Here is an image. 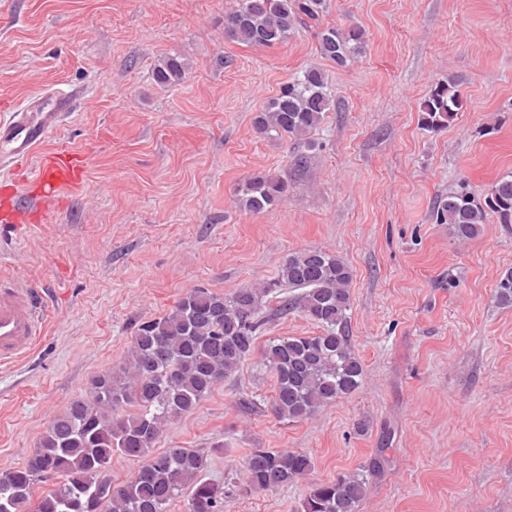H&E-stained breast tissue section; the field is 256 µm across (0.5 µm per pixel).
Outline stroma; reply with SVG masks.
Returning <instances> with one entry per match:
<instances>
[{"instance_id": "1", "label": "stroma", "mask_w": 512, "mask_h": 512, "mask_svg": "<svg viewBox=\"0 0 512 512\" xmlns=\"http://www.w3.org/2000/svg\"><path fill=\"white\" fill-rule=\"evenodd\" d=\"M237 0H0V115L34 95L82 92L44 151L83 152L84 188L48 220L0 224V270L41 289L46 331L0 366V472L21 466L49 423L121 365L138 322L187 292L274 280L296 251L339 255L352 271L356 392L311 418L270 409L260 354L218 383L157 449L194 448L203 479L230 487L224 512H302L312 484L367 466L383 431L388 462L360 512H512V224L489 217L460 241L436 223L460 182L484 196L512 172V0H323L322 21L365 32L344 68L315 32L270 48L224 36ZM184 64L160 85L164 59ZM323 70L339 109L304 147L259 137L253 119L295 74ZM454 79L464 106L424 128L421 103ZM291 174L273 210L240 207L259 174ZM256 448L314 462L296 484L234 493Z\"/></svg>"}]
</instances>
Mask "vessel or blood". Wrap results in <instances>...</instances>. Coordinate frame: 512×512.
<instances>
[{
  "label": "vessel or blood",
  "mask_w": 512,
  "mask_h": 512,
  "mask_svg": "<svg viewBox=\"0 0 512 512\" xmlns=\"http://www.w3.org/2000/svg\"><path fill=\"white\" fill-rule=\"evenodd\" d=\"M75 93L58 89L37 97L25 108L0 118V167L38 157V173L29 187L9 188L6 222L23 226L31 215L47 217L50 204L78 190L84 183L82 158L74 149L61 147L48 154L39 148L62 125L71 111ZM44 325L41 296L21 276L0 275V363L16 360L32 350Z\"/></svg>",
  "instance_id": "vessel-or-blood-1"
}]
</instances>
